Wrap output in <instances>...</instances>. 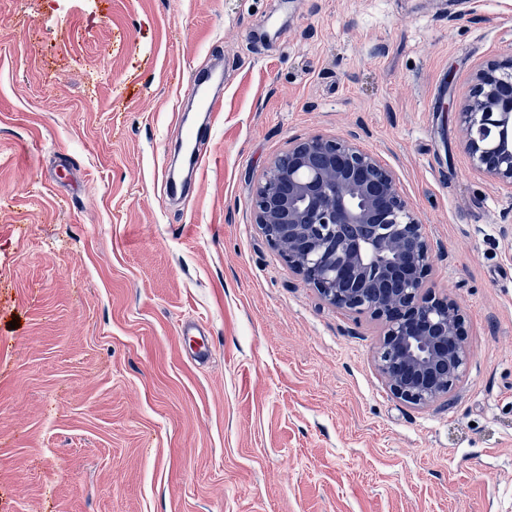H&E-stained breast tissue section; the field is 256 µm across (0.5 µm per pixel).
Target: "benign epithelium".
Wrapping results in <instances>:
<instances>
[{"instance_id": "7a95c632", "label": "benign epithelium", "mask_w": 512, "mask_h": 512, "mask_svg": "<svg viewBox=\"0 0 512 512\" xmlns=\"http://www.w3.org/2000/svg\"><path fill=\"white\" fill-rule=\"evenodd\" d=\"M473 164L512 188V63L486 64L459 113ZM254 223L321 299L384 324L375 361L390 392L427 408L466 376L465 317L430 286L432 254L393 172L354 135H313L253 188Z\"/></svg>"}]
</instances>
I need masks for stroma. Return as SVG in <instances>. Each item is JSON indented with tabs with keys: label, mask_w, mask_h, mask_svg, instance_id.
Masks as SVG:
<instances>
[{
	"label": "stroma",
	"mask_w": 512,
	"mask_h": 512,
	"mask_svg": "<svg viewBox=\"0 0 512 512\" xmlns=\"http://www.w3.org/2000/svg\"><path fill=\"white\" fill-rule=\"evenodd\" d=\"M511 59L512 0H0V512H512V189L458 120ZM316 134L376 153L425 227L471 351L448 399L395 398L381 323L253 222L256 180ZM206 74H194L189 84V93L197 100L199 106L205 111L215 113L220 111L222 102L210 97L207 92L208 81L211 76ZM178 336L182 338L191 357L199 364L208 362L213 348L212 337L196 321L186 320L179 325Z\"/></svg>",
	"instance_id": "obj_1"
}]
</instances>
